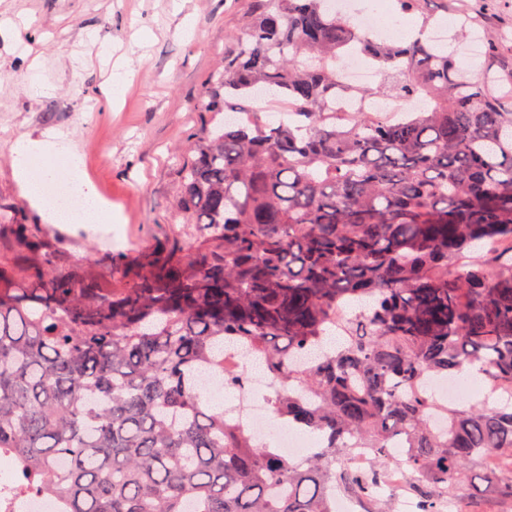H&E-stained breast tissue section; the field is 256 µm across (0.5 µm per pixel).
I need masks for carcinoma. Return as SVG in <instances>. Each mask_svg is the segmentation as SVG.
Wrapping results in <instances>:
<instances>
[{
  "mask_svg": "<svg viewBox=\"0 0 512 512\" xmlns=\"http://www.w3.org/2000/svg\"><path fill=\"white\" fill-rule=\"evenodd\" d=\"M364 55L381 80L345 85ZM340 93L419 100L336 123ZM297 107L224 120L239 99ZM181 146L177 197L203 250L174 244L104 289L24 224L0 263V448L67 512H333L348 449L406 468L420 512H468L464 480L512 512V110L489 76L422 36L389 44L325 0H251ZM242 348L288 387L275 413L320 435L301 462L213 408ZM477 374L487 399L431 422L427 386ZM402 449L397 455L393 449ZM69 469L54 475L56 457Z\"/></svg>",
  "mask_w": 512,
  "mask_h": 512,
  "instance_id": "cac0c4a2",
  "label": "carcinoma"
}]
</instances>
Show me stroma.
Here are the masks:
<instances>
[{"label": "stroma", "instance_id": "stroma-1", "mask_svg": "<svg viewBox=\"0 0 512 512\" xmlns=\"http://www.w3.org/2000/svg\"><path fill=\"white\" fill-rule=\"evenodd\" d=\"M247 0H0V222L36 230L63 270L118 285L124 272L186 236L175 207L177 148L198 124L195 106L238 28ZM481 33H512V0H455ZM128 87L112 104V74ZM77 149L79 170L112 198V251L95 225L47 223L13 174L12 147L47 138Z\"/></svg>", "mask_w": 512, "mask_h": 512}]
</instances>
